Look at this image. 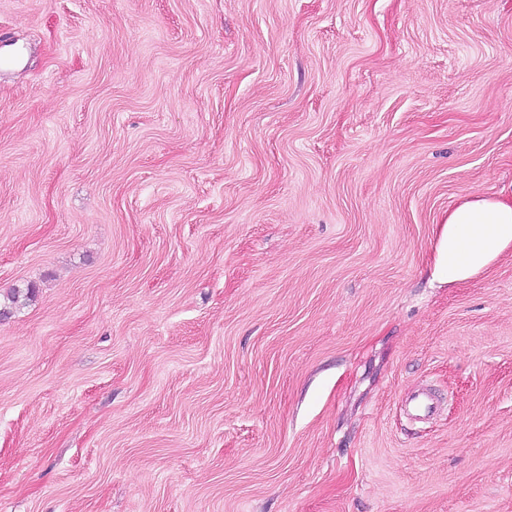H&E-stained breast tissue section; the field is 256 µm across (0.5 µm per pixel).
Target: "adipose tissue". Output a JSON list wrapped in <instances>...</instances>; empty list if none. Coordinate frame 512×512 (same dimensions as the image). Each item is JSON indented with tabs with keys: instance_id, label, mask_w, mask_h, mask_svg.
Returning <instances> with one entry per match:
<instances>
[{
	"instance_id": "1",
	"label": "adipose tissue",
	"mask_w": 512,
	"mask_h": 512,
	"mask_svg": "<svg viewBox=\"0 0 512 512\" xmlns=\"http://www.w3.org/2000/svg\"><path fill=\"white\" fill-rule=\"evenodd\" d=\"M512 247V189L460 198L437 227L431 278L441 285L485 273Z\"/></svg>"
}]
</instances>
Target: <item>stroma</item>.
<instances>
[{"instance_id": "obj_1", "label": "stroma", "mask_w": 512, "mask_h": 512, "mask_svg": "<svg viewBox=\"0 0 512 512\" xmlns=\"http://www.w3.org/2000/svg\"><path fill=\"white\" fill-rule=\"evenodd\" d=\"M15 52L0 512H512V248L430 284L512 0H0Z\"/></svg>"}]
</instances>
